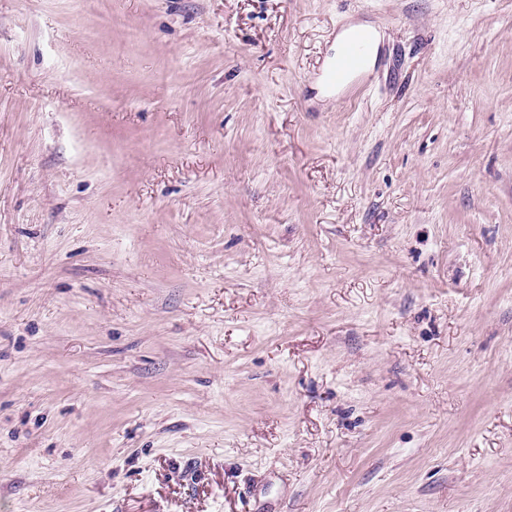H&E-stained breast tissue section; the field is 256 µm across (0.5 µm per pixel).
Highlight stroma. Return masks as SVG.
Segmentation results:
<instances>
[{
  "instance_id": "35a3bbf8",
  "label": "stroma",
  "mask_w": 512,
  "mask_h": 512,
  "mask_svg": "<svg viewBox=\"0 0 512 512\" xmlns=\"http://www.w3.org/2000/svg\"><path fill=\"white\" fill-rule=\"evenodd\" d=\"M0 512H512V0H0ZM354 31H362L368 36L371 43L370 52L369 42L365 35L357 33L348 37ZM379 40L380 37L378 32L369 25H348L336 37V47L341 41L343 42H341L337 47L334 62L327 64L326 66L324 65L321 69L325 85L329 88H336V86L342 85L351 77H356L362 74L365 70L364 66L367 56V67L374 62Z\"/></svg>"
}]
</instances>
